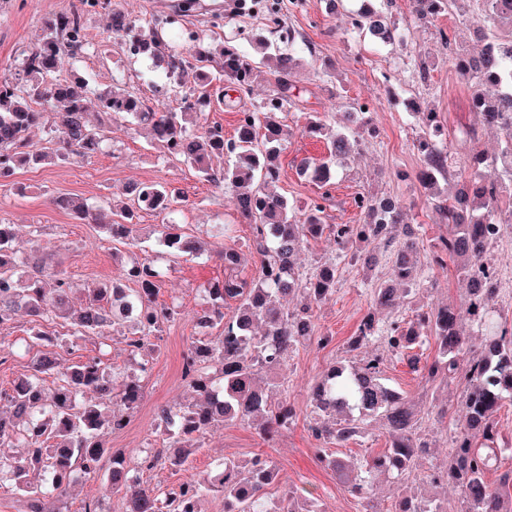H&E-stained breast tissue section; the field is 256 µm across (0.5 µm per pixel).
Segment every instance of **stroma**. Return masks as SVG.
I'll list each match as a JSON object with an SVG mask.
<instances>
[{"mask_svg":"<svg viewBox=\"0 0 512 512\" xmlns=\"http://www.w3.org/2000/svg\"><path fill=\"white\" fill-rule=\"evenodd\" d=\"M71 2L0 0V59L6 66H13L41 25ZM279 2L283 19L296 32L295 46L301 59L292 79L294 102L288 105L284 117L292 135L277 160L284 193L300 205L323 198V218L328 224L362 223L364 214L357 206L360 197L400 200L405 206L404 221L414 230L422 254L431 255L434 246L447 236L448 227L436 218L429 194L417 178L423 166L417 149L422 133L417 113H435L438 145H450L455 150L449 159L452 170L466 168L474 154L496 153L501 142L500 133L486 127L473 110L468 79L447 58L444 42L448 39L478 51L467 18L444 13L423 23L413 14L410 0H394L392 19L404 41L390 45L375 41L368 33L351 30L349 17L357 11L359 0H343L333 17L326 14L323 0ZM199 3L198 11L181 21L180 30L201 29L215 40H231L247 49L254 38L270 34L261 16L226 14L225 0ZM87 31L95 52L85 54L77 68L62 65L61 76L76 71L92 75L101 84L119 76L129 92L150 106L177 108V101L169 98L167 90L157 88L161 74L152 71L149 60H128L123 42L109 31L105 16L88 18ZM422 59L428 64L424 76L418 68ZM269 93L264 81L255 84L252 93L244 97L232 85H225L223 103L206 107L203 121L222 125L225 137H232L240 113L254 110ZM357 105L366 106L370 120L368 129L361 132L362 149L337 167L335 183L328 192H321L299 171L302 161H316L326 154L323 141L303 134L305 116L320 112L334 122L342 112ZM131 181L167 182L185 192L188 203L178 206L174 219L185 234L201 242L203 250L198 257H173L159 246L154 233L158 220L153 213L140 214L137 236L142 247H118L97 225L74 219L54 203L55 197L77 195L93 207L116 210L125 205L124 188ZM0 223L17 226L14 247L21 256H37L46 266L66 271L77 288H92L119 277L121 260L114 259V251H121L122 259L146 255L156 260L163 272L157 299L180 304L184 316L158 333V354L149 376L143 379L142 403L130 413L125 427L104 431L103 440L113 453L131 461L140 458L145 449L162 447L156 414L159 407H176L190 397L182 377L183 356L197 333L195 314L208 305L205 287L224 277L220 252L227 247L242 249L238 274L248 281L256 277L260 265V257L251 247L252 227L236 211L230 191L204 181L191 167L166 158L159 146L151 144L146 128L117 120L107 144L93 156L73 157L58 166L18 169L12 185L0 187ZM217 224L230 225L229 234L214 236ZM326 261L336 264V291L314 309L315 338L289 353L281 370L261 376L269 384L285 379V391H273L272 397L287 401L293 408L295 417L288 428L269 444L253 427L237 421L225 423L208 431L201 449L184 467L144 472V485L163 488L209 472L224 459L246 460L264 454L279 470L277 481L265 490L271 502L291 488L298 496L315 501L320 512H391L397 496L406 491L421 498L441 495L447 501V512H459L461 498L455 484L437 491L420 477L432 469H445L448 464L452 436L465 424L461 396L466 379H428L423 367L438 355V344L431 337L401 353L388 351L380 340L351 348L350 339L370 309L372 288L393 275L392 258L383 254L372 268L341 259L335 240L326 235L308 240L299 254L298 266L309 275ZM486 261L499 274L488 309L512 327V229L505 230L489 246ZM466 299V282L454 262L427 264L411 293L401 298L396 315L408 322L415 319L422 306L433 303L460 307ZM29 327V319L22 313L0 327V348L9 354L6 363L0 365V390L10 389L29 370ZM44 328L68 337L58 350L61 365L98 356L111 372L126 374L134 368L126 344L131 328L117 329L102 343L71 336L70 326L60 319L46 322ZM321 336L329 337V344H318ZM374 355L383 359L387 384L413 402L418 416L414 436L424 442L425 449L416 459L412 474L399 479L374 478L370 499L362 500L346 492L334 472L318 459L311 432L318 417L310 393L330 367ZM388 446L382 421L371 419L362 437L330 444L328 451L340 458L364 459L383 453Z\"/></svg>","mask_w":512,"mask_h":512,"instance_id":"obj_1","label":"stroma"}]
</instances>
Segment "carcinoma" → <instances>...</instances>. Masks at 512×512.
<instances>
[{
  "instance_id": "carcinoma-1",
  "label": "carcinoma",
  "mask_w": 512,
  "mask_h": 512,
  "mask_svg": "<svg viewBox=\"0 0 512 512\" xmlns=\"http://www.w3.org/2000/svg\"><path fill=\"white\" fill-rule=\"evenodd\" d=\"M476 2L479 13L472 17L482 47L477 55L454 45L444 44L451 53L456 69L472 80V105L484 125L503 135L500 150L494 155L472 157L468 171L453 176L448 172V151L434 140V114L422 113L423 134L418 150L424 159L419 180L430 190L432 209L448 224V237L441 241L432 262L441 265L446 259L457 262L470 284V299L460 308L432 305L420 314L417 322L406 325L392 320L379 324L374 313L361 320L351 346L357 348L379 338L390 348H409L422 337L432 336L439 347L438 357L428 366L427 375L456 374V358L464 349L458 323L466 315L485 336L484 351L472 359L465 372L467 388L462 404L467 413L468 430L456 436L448 456V468L424 480L437 484L454 480L461 485V512H503L502 491L512 486V471L501 474L498 486L490 485L486 473L497 465L501 449L494 441V414L504 400L512 398V329L502 328L485 307V253L489 244L488 225L496 221L502 228H512V211L498 209L501 194L512 192V166L497 167L512 158V9L499 0H411L415 15L430 21L439 14L455 9L467 12ZM393 0H382L378 9L365 3L351 17V26L368 30L384 43L400 39L388 10ZM74 4L54 16L34 36L32 46L21 52L13 70L0 76V185L13 182L17 169L24 165L66 162L73 155L89 157L103 149L106 130L87 118L90 106L111 120L116 115L131 118L150 127L153 140L162 144L165 154L196 170L205 181L226 187L233 194L236 209L252 223L253 246L261 255L257 280L248 283L235 274L242 253L226 248L220 254L227 274L205 288L211 307L196 315L198 334L191 341L185 358L183 377L192 389L193 398L177 409L160 410L157 429L166 447L144 452L131 464L120 455L104 448L100 440L103 428L121 426L144 398L141 375L151 369L158 352L151 341L166 323L181 318L178 305L156 300L162 277L154 261L144 258L122 266L118 280H109L87 290L83 306L71 315L73 288L66 272L50 269L19 259L13 242L16 226L0 224V325L23 310L31 317L37 331L31 336L35 354L30 360V374L9 390L0 391V401L9 412H0V489L22 494L30 504L29 512H43L42 502L52 497L64 502L75 470L84 476H96L103 461L111 459L104 493L84 503L81 512H104L107 495L140 484V473L159 466L182 467L189 461L201 437L216 424L239 420L258 427L264 439H274L283 419L293 418V410L284 401H274L269 389L258 383L263 371L281 365L288 353L314 337L311 305L330 299L336 288V264L324 263L315 274H300L296 256L308 238L324 234L336 240L338 249L348 250L357 241H371L376 248L394 252V274L408 286L415 284L421 266V252L414 231L405 227V241L395 244V228L402 221V207L393 201L359 202L369 220L363 224H326L322 205L312 200L302 206L298 218L296 205L279 191L280 169L277 158L282 142L289 135L283 115L292 85L289 77L297 66L296 59L282 44H291L294 36L286 31L279 40L260 38L254 52L237 44L214 42L201 32L192 43L171 45L151 21L138 24L122 10L112 8L106 0L105 11L111 20L112 33L134 45L130 59L147 58L163 63L169 81L183 86L181 77L190 73L197 83L190 96H182L179 111L155 110L130 93L119 79L103 87L86 80L58 77L63 57L77 61L78 15ZM266 64L272 94L254 112H242L236 134L224 138L220 125L201 123V110L210 104L207 88L225 81L248 93L262 75ZM368 124L364 112H349L347 124L336 126L319 112L306 117L304 132L324 140L327 158L317 164L305 163L310 178L325 188L332 184V164L358 152V132L349 127ZM40 128L53 147H39L30 139L33 129ZM224 160L215 168L213 159ZM491 169L488 179L482 170ZM131 205L122 208L118 218L99 225L106 237L125 245L135 241L134 227L139 213L150 211L166 217L173 203L186 197L168 184L150 182L129 188ZM58 207L80 221L97 220L92 208L79 196H60ZM159 241L170 252L194 253L198 242L187 240L179 227L170 222L159 224ZM302 293L309 305L290 312L284 299ZM374 309L392 313L399 306L397 289L380 284L371 291ZM233 300L237 308L224 314V302ZM133 305L138 317L133 319L135 335L126 337L136 364V372L116 383L98 356H88L63 371L57 369L56 349L66 340L40 329L54 319L72 321L74 330L85 336L105 339L127 318L116 313L118 306ZM221 326L222 336H211L208 329ZM221 364L217 375L206 371L213 362ZM382 359L369 358L358 365H334L311 391L315 409L328 416L327 421L312 428L320 445L319 460L337 476L351 495L364 499L369 495L366 475L372 472L402 476L409 471L425 444L416 442L414 430L417 414L410 402L385 385ZM59 376L51 390L43 385V376ZM93 391L95 401L81 395ZM383 421L390 437L389 448L365 463L333 457L324 445L345 442L361 433L368 417ZM479 432L484 442L473 441L471 432ZM20 445L22 455L11 448ZM277 472L272 462L258 454L242 463L224 460L206 476L192 478L160 493L140 488L127 499L125 512H200L203 497L216 493L224 496V512H270L264 489L275 482ZM280 512H317L314 505L299 504L296 491L290 488L279 500ZM393 512H446L436 500L397 501Z\"/></svg>"
}]
</instances>
